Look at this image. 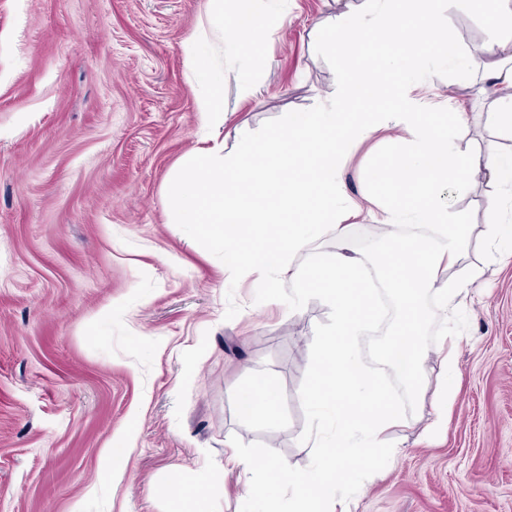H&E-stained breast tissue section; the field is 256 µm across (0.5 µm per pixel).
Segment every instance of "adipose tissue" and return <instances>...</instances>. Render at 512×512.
Masks as SVG:
<instances>
[{
  "label": "adipose tissue",
  "mask_w": 512,
  "mask_h": 512,
  "mask_svg": "<svg viewBox=\"0 0 512 512\" xmlns=\"http://www.w3.org/2000/svg\"><path fill=\"white\" fill-rule=\"evenodd\" d=\"M205 26L184 39L182 52L195 82L207 91L197 100V123L202 133L181 175L169 187L174 203L171 218L215 235L224 246V269L262 273L270 299L276 283L289 277L296 283L290 307L302 305L311 293L330 304L334 319L321 337L323 354L313 374L311 398L316 414L332 427L317 471L297 473L281 467L273 455L264 463L229 448L224 468L248 473L261 471L273 482L287 484L294 512H351L336 497L338 483L351 480L375 459H389L391 436L405 420L388 404L375 380L360 370L352 349L375 315L373 291L360 272L363 261L349 246V225L342 214L355 204L340 179L349 147L379 125H393L412 135L410 150L373 175L379 193L391 204L379 217L391 234L381 256L389 283L398 288L404 319L386 341L381 357L397 363L412 389L423 379L419 342L427 313L423 297L433 294L440 312L464 306L470 290L483 276L478 266L464 265L470 243L469 226L450 210L444 185L463 193L477 180L505 186V193L488 199V238L512 239V149L487 140L461 151L455 141L469 114L455 106L444 116L419 111L413 100L399 98L390 82L397 72L408 92L422 83L418 63L419 28L440 32L444 16L438 0H356L334 25L330 40L346 58L337 74L340 95L314 112H284L275 130L252 140L241 153L227 156L210 135L224 122L220 91L224 68L216 63L228 44L251 50L253 67L265 66L260 48L274 27L271 10L259 0H209ZM449 6L487 14L486 48L492 56L485 67L481 93L488 101V118L512 139V0H448ZM383 35L391 51L382 66L363 68L353 60L362 43ZM427 228L423 243L401 236L403 224ZM340 245L326 263L312 261L299 276L292 259L308 252L322 235ZM454 277H447V270ZM238 401L247 417L269 421L278 417L277 390L267 376L251 375Z\"/></svg>",
  "instance_id": "1"
}]
</instances>
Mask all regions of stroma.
Instances as JSON below:
<instances>
[{"label": "stroma", "instance_id": "stroma-1", "mask_svg": "<svg viewBox=\"0 0 512 512\" xmlns=\"http://www.w3.org/2000/svg\"><path fill=\"white\" fill-rule=\"evenodd\" d=\"M350 0H276L277 30L249 71L247 48L224 53V110L215 132L228 155L273 130L281 113L311 112L339 93L345 59L329 49V25ZM208 0H0V512H172L171 492L204 484L212 512H257L255 474L225 473L233 446L274 452L295 472L320 451L310 389L319 334L332 321L320 294L289 310L294 284L268 305L257 275L224 270L209 233L170 220L168 194L196 144L198 88L181 44ZM485 16L451 10L448 41L472 56L459 75L422 46L423 112L465 103L460 146L489 138L482 84ZM259 93L243 97L245 80ZM380 129L342 168L351 243L365 273L383 278L388 238L370 218L388 203L370 174L409 148ZM494 186L451 194L470 224L468 261L486 272L454 326L456 369L442 376L444 326L434 297L421 393L380 353L401 319L392 306L355 346L357 358L406 417L400 453L378 462L339 495L352 512H512V250L487 245L481 206ZM274 378L280 419L238 412L241 385ZM455 396L442 433L429 435L439 379ZM131 453L110 459L112 444Z\"/></svg>", "mask_w": 512, "mask_h": 512}]
</instances>
